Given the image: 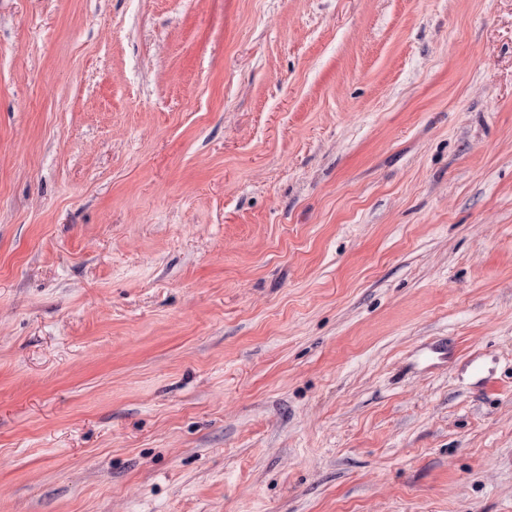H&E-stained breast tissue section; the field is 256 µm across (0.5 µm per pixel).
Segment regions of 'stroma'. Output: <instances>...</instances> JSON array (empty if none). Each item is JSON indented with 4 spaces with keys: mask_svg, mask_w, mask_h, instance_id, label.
<instances>
[{
    "mask_svg": "<svg viewBox=\"0 0 512 512\" xmlns=\"http://www.w3.org/2000/svg\"><path fill=\"white\" fill-rule=\"evenodd\" d=\"M0 512H512V0H0Z\"/></svg>",
    "mask_w": 512,
    "mask_h": 512,
    "instance_id": "35a3bbf8",
    "label": "stroma"
}]
</instances>
